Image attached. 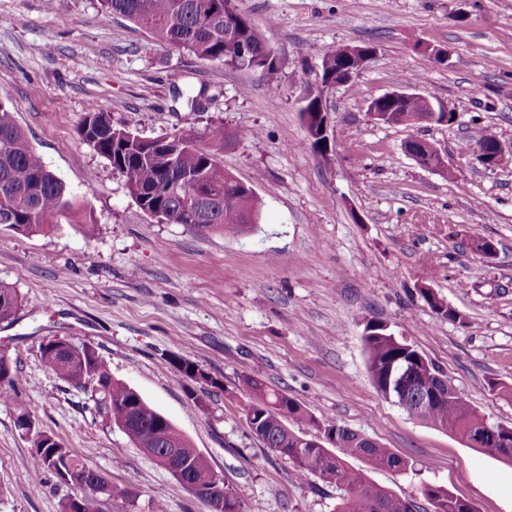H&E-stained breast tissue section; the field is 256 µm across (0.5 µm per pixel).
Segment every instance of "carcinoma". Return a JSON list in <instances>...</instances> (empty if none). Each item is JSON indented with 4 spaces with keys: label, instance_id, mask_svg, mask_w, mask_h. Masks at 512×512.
Returning a JSON list of instances; mask_svg holds the SVG:
<instances>
[{
    "label": "carcinoma",
    "instance_id": "cac0c4a2",
    "mask_svg": "<svg viewBox=\"0 0 512 512\" xmlns=\"http://www.w3.org/2000/svg\"><path fill=\"white\" fill-rule=\"evenodd\" d=\"M109 15H119L147 29L163 46L182 48L202 62L259 73L268 82L279 77L280 62L268 38L235 9L232 0H99ZM424 111L418 99L407 100L401 111L391 113L397 125L408 123L413 112ZM84 143L104 157L125 182L139 207L159 221L183 224L206 234L220 232L232 236L251 231L258 224L262 199L252 185L224 170L208 151L196 147L182 136L143 138L112 125L109 113L93 105L80 126ZM76 203L67 187L44 165L15 122L13 111L0 102V229L29 235L43 231L69 218ZM428 307L438 315L456 319L459 313L444 307L445 300L429 288L421 289ZM16 288L0 282V322L11 319L20 307ZM367 353V370L373 385L382 395H391L400 407L435 429L465 437L467 429L481 425L485 416L470 404L453 385L448 397L420 405L412 392L396 395L391 380L400 368L415 376V392L426 394L437 388L440 370L414 345L388 331L387 326L366 325L362 336ZM44 366L58 378L76 388L92 383V396L100 413L121 430L138 448H152L160 455L174 448L186 465L188 480L199 487L212 484L214 472L205 457L175 426L152 408L129 385L112 376L108 364L89 346L70 356L53 342L40 348ZM161 364L177 369L192 386L188 394L198 398L205 387L218 383L203 368L184 356L161 355ZM19 377L11 372L6 384L0 383V401L18 398ZM251 397L246 420L251 435L276 455L296 468L300 479L310 477L340 490L334 512H418L413 498L377 485L371 471L385 468L406 472L409 461L358 431L336 424L320 425L296 400L267 388L251 377L243 378ZM302 427L314 424L317 435L306 438L290 423ZM30 442L35 477L52 473L60 481L79 488V494L61 503V512H100L101 495L86 468L70 450L54 437L34 426L25 433ZM352 460L364 466L355 468ZM423 498L431 512H476L475 506L441 486L426 485ZM224 512H244L241 488L224 481Z\"/></svg>",
    "mask_w": 512,
    "mask_h": 512
}]
</instances>
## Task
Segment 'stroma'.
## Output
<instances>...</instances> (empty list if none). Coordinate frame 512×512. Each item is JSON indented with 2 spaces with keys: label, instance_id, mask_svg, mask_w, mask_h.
I'll return each instance as SVG.
<instances>
[{
  "label": "stroma",
  "instance_id": "obj_1",
  "mask_svg": "<svg viewBox=\"0 0 512 512\" xmlns=\"http://www.w3.org/2000/svg\"><path fill=\"white\" fill-rule=\"evenodd\" d=\"M265 32L281 71L257 73L155 42L102 12L98 0H0V101L43 162L82 201L92 223L35 235L0 230V282L21 306L0 323L23 379L0 402V512H60L74 486L35 480L15 426L28 412L114 494L101 512H208L207 506L98 414L90 391L45 368L42 343L93 348L245 493L244 512H332L336 487L300 481L294 466L250 434V375L298 401L316 424L363 432L414 465L372 471L375 483L419 496L444 487L477 512H512V464L469 448L384 398L371 383L362 334L387 325L442 370L491 423L512 426V165L486 168L464 144L481 127L512 146V0H234ZM448 49L444 61L416 43ZM371 45L355 86L330 90L326 147H313L300 99L321 82L325 52ZM205 90L190 111L180 92ZM422 92L457 114L451 124L376 122L370 102ZM142 137L182 135L264 205L250 233L200 235L142 211L77 128L90 104ZM431 142L450 173L419 166L408 136ZM493 241L484 258L468 247ZM429 288L460 312L434 313ZM187 357L219 382L202 402L163 367Z\"/></svg>",
  "mask_w": 512,
  "mask_h": 512
}]
</instances>
